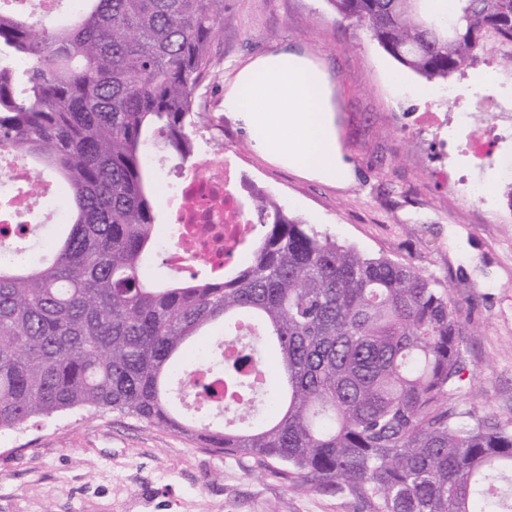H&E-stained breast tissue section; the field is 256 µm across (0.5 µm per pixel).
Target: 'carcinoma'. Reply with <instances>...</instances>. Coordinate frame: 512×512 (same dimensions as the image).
I'll list each match as a JSON object with an SVG mask.
<instances>
[{"instance_id": "carcinoma-1", "label": "carcinoma", "mask_w": 512, "mask_h": 512, "mask_svg": "<svg viewBox=\"0 0 512 512\" xmlns=\"http://www.w3.org/2000/svg\"><path fill=\"white\" fill-rule=\"evenodd\" d=\"M402 66L446 81L512 45V0H328ZM224 0H78L65 23L0 11V151L52 175L67 224L49 254L0 259V429L74 409L188 435L226 457L277 463L294 484L368 512H512V428L451 403L464 325L436 280L341 244L251 187L262 236L231 275L158 283L148 154L197 153L194 95ZM224 324L240 425L197 423L224 392L182 365Z\"/></svg>"}]
</instances>
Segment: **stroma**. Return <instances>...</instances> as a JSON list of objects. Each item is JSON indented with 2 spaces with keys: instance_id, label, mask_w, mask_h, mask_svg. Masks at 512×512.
I'll use <instances>...</instances> for the list:
<instances>
[{
  "instance_id": "35a3bbf8",
  "label": "stroma",
  "mask_w": 512,
  "mask_h": 512,
  "mask_svg": "<svg viewBox=\"0 0 512 512\" xmlns=\"http://www.w3.org/2000/svg\"><path fill=\"white\" fill-rule=\"evenodd\" d=\"M211 69L195 94L199 155L230 156L293 216L370 255L437 280L466 324V378L452 401L512 422V71L485 57L425 93L426 82L339 20L328 0H225ZM313 58L334 89L355 179L340 186L271 163L224 111L227 78L269 51ZM493 74L475 88L473 72ZM497 124L483 162L463 146ZM480 194H472L474 181ZM0 512H362L347 495L284 479L189 436L112 412L81 410L0 431Z\"/></svg>"
}]
</instances>
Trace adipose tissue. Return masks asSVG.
I'll return each instance as SVG.
<instances>
[{
	"label": "adipose tissue",
	"mask_w": 512,
	"mask_h": 512,
	"mask_svg": "<svg viewBox=\"0 0 512 512\" xmlns=\"http://www.w3.org/2000/svg\"><path fill=\"white\" fill-rule=\"evenodd\" d=\"M257 149L302 175L350 183L355 170L336 139L331 89L294 50L271 51L240 68L224 95Z\"/></svg>",
	"instance_id": "ef3b65f1"
}]
</instances>
